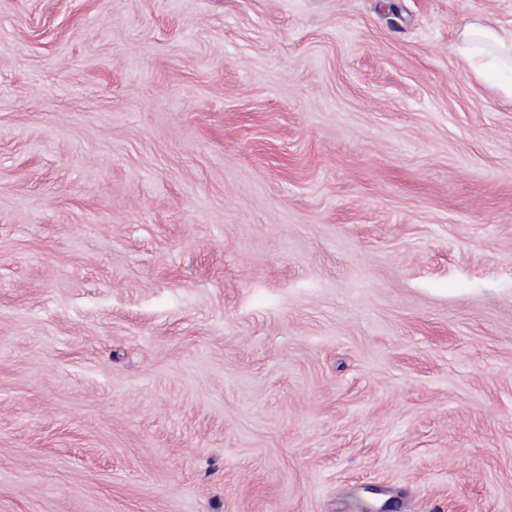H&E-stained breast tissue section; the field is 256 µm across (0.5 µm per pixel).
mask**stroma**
<instances>
[{
  "label": "stroma",
  "mask_w": 512,
  "mask_h": 512,
  "mask_svg": "<svg viewBox=\"0 0 512 512\" xmlns=\"http://www.w3.org/2000/svg\"><path fill=\"white\" fill-rule=\"evenodd\" d=\"M512 0H0V512H512ZM459 37V54L470 68L476 71L481 69L479 73L484 74L487 65L492 63L495 70L505 68L512 72V31L510 35L501 34L487 20L473 21L462 27ZM487 54H493V61L478 68L481 59Z\"/></svg>",
  "instance_id": "stroma-1"
}]
</instances>
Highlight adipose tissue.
<instances>
[{"mask_svg":"<svg viewBox=\"0 0 512 512\" xmlns=\"http://www.w3.org/2000/svg\"><path fill=\"white\" fill-rule=\"evenodd\" d=\"M459 54L470 68H478L485 55H492L494 68L512 71V34L499 32L489 21L466 23L459 34Z\"/></svg>","mask_w":512,"mask_h":512,"instance_id":"obj_1","label":"adipose tissue"}]
</instances>
